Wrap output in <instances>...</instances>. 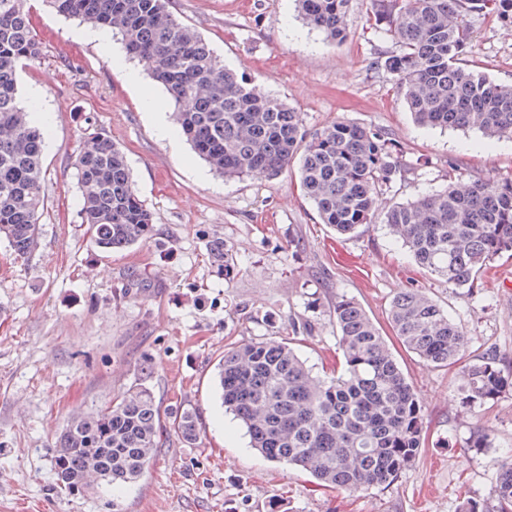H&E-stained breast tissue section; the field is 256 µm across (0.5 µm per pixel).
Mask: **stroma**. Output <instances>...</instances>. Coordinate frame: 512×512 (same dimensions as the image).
<instances>
[{
    "mask_svg": "<svg viewBox=\"0 0 512 512\" xmlns=\"http://www.w3.org/2000/svg\"><path fill=\"white\" fill-rule=\"evenodd\" d=\"M43 45L23 69L21 104L38 102L45 136L41 245L15 258L0 240V512H459L490 501L497 461L512 449V390L463 408L455 367H430L393 337L391 300L427 292L468 338L466 355L494 351L512 374V252L491 261L482 285L455 289L418 266L384 223L350 237L321 222L298 187V166L272 179H225L197 157L171 117L162 87L120 43L104 52L85 24L29 0ZM226 66L300 112L315 131L345 120L384 131L396 171L379 203L387 209L454 182L512 178V139L418 126L383 62L395 44L376 24L371 0H351L347 35L331 41L300 18L295 0H169ZM466 62L512 84V27L469 17ZM101 131L125 153L133 183L154 217L142 243L106 252L80 222L75 156ZM224 244L241 271L212 267ZM359 303L388 337L422 406L425 445L392 485L355 492L267 461L221 405L216 374L231 343L278 340L289 321L314 372L338 361L329 309ZM162 412L194 409L197 444L169 431L150 468L118 491L56 486L52 455L71 418L99 410L134 386ZM481 427L495 445L470 448Z\"/></svg>",
    "mask_w": 512,
    "mask_h": 512,
    "instance_id": "obj_1",
    "label": "stroma"
}]
</instances>
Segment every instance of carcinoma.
<instances>
[{
    "label": "carcinoma",
    "mask_w": 512,
    "mask_h": 512,
    "mask_svg": "<svg viewBox=\"0 0 512 512\" xmlns=\"http://www.w3.org/2000/svg\"><path fill=\"white\" fill-rule=\"evenodd\" d=\"M27 0H0V238L15 257L39 249L45 184L44 133L36 106L18 98V74L40 62ZM58 15L121 37L173 106L195 154L225 178L279 175L299 162L300 186L322 223L341 235L378 218V198L394 173V144L381 130L335 121L308 134L301 113L224 65L167 0H46ZM350 0H296L310 27L332 41L346 36ZM375 22L399 46L384 60L415 121L425 127L474 129L512 139V84L494 83L461 62L472 42L468 16L484 11L512 26V0H372ZM81 223L102 249L122 250L148 238L153 216L137 194L122 149L104 133L83 144L74 162ZM384 223L416 263L452 288L478 287L496 256L512 251V180L445 187L384 213ZM209 255L229 275L238 268L224 243ZM341 368L313 373L291 342L251 341L224 350L220 399L268 460L297 467L326 487L358 491L388 486L412 467L424 443L416 393L387 341L351 298L333 306ZM387 320L405 348L431 367L465 357L467 336L441 305L419 289L395 296ZM490 351L461 370L460 403H490L512 377ZM183 440L200 438L196 413L175 414ZM145 387L126 391L95 413L72 418L52 458L57 484L86 487L88 462L107 486L146 474L164 432ZM460 512H512V451L500 461L491 500L466 501Z\"/></svg>",
    "instance_id": "1"
}]
</instances>
